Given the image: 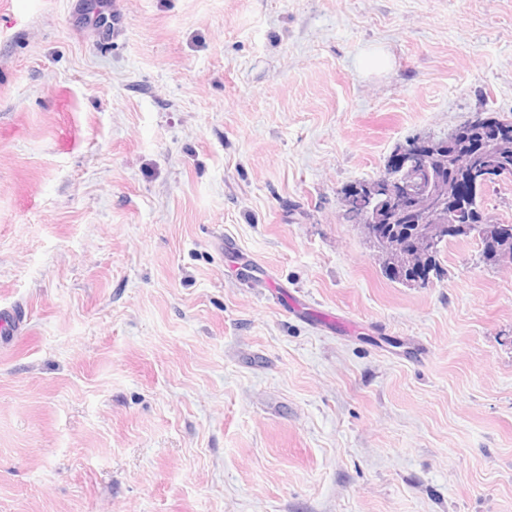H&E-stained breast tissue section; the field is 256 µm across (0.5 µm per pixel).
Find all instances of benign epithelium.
<instances>
[{"label": "benign epithelium", "mask_w": 512, "mask_h": 512, "mask_svg": "<svg viewBox=\"0 0 512 512\" xmlns=\"http://www.w3.org/2000/svg\"><path fill=\"white\" fill-rule=\"evenodd\" d=\"M421 143L425 150L419 153L408 150L398 153L400 165L387 166L368 193H342L346 209L367 215L364 234L385 255L383 267L391 272L418 268L444 238L460 235L470 225L468 214L458 212L450 216L437 205L438 192L432 183L435 177L431 170L432 155L427 153L429 149L435 150V146L426 139ZM501 143L500 139L484 141L461 163L478 162ZM385 207L404 218L406 223L416 225L413 239L391 244L382 236L378 229L381 218L377 214Z\"/></svg>", "instance_id": "1"}]
</instances>
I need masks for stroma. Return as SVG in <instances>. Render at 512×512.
<instances>
[{
	"label": "stroma",
	"mask_w": 512,
	"mask_h": 512,
	"mask_svg": "<svg viewBox=\"0 0 512 512\" xmlns=\"http://www.w3.org/2000/svg\"><path fill=\"white\" fill-rule=\"evenodd\" d=\"M87 9L0 0V512H512V261L341 218L512 121V0ZM484 114L485 113L474 115L471 120L468 121V124L465 125L471 133V138L473 140H481L485 138L489 132L498 130L506 134L510 142L507 143L508 147L500 152L495 165L492 168H487L493 171H487L486 173L497 175L498 171L501 169L507 168L512 170V123L507 120L499 119L491 114L485 116ZM505 125L507 128H505Z\"/></svg>",
	"instance_id": "obj_1"
}]
</instances>
